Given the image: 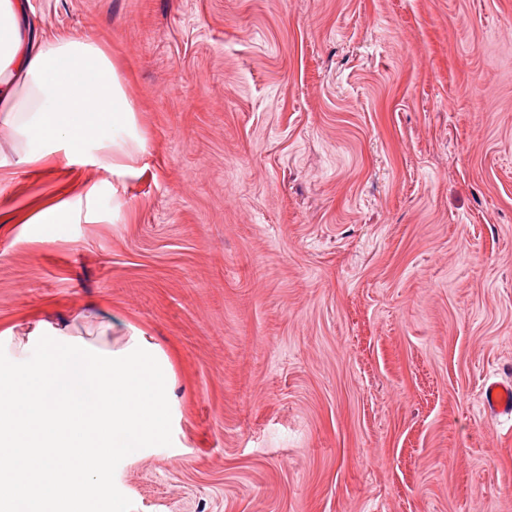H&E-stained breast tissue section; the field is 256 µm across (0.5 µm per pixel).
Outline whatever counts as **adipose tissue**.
Wrapping results in <instances>:
<instances>
[{
  "label": "adipose tissue",
  "mask_w": 512,
  "mask_h": 512,
  "mask_svg": "<svg viewBox=\"0 0 512 512\" xmlns=\"http://www.w3.org/2000/svg\"><path fill=\"white\" fill-rule=\"evenodd\" d=\"M26 5L0 0V134L20 160L37 163L59 149L70 159L91 153L123 177L145 136L115 65L90 39L25 33ZM114 329L111 317L88 310L58 332L103 350L129 346L132 329L118 337Z\"/></svg>",
  "instance_id": "1"
}]
</instances>
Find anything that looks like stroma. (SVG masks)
I'll use <instances>...</instances> for the list:
<instances>
[{
    "label": "stroma",
    "instance_id": "35a3bbf8",
    "mask_svg": "<svg viewBox=\"0 0 512 512\" xmlns=\"http://www.w3.org/2000/svg\"><path fill=\"white\" fill-rule=\"evenodd\" d=\"M146 137L0 152V335L94 304L164 352L133 512H512V0H30ZM96 188L87 198L88 188ZM72 203L66 224H39ZM481 404L491 416L512 415V378L485 383Z\"/></svg>",
    "mask_w": 512,
    "mask_h": 512
}]
</instances>
